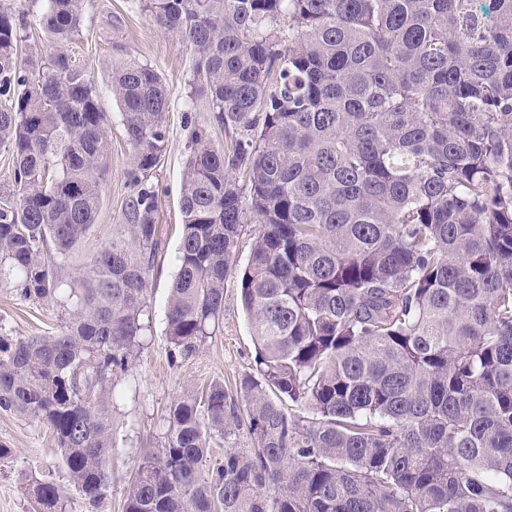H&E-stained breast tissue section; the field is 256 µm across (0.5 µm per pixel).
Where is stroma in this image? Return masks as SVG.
Here are the masks:
<instances>
[{
    "mask_svg": "<svg viewBox=\"0 0 512 512\" xmlns=\"http://www.w3.org/2000/svg\"><path fill=\"white\" fill-rule=\"evenodd\" d=\"M68 50L76 66L95 82L100 106L112 124V157L96 219L97 237L111 232L130 192L127 173L133 155L120 109L108 87L110 67L126 59L150 65L163 76L170 91L167 141L152 176L158 190L164 247L149 281L143 347L117 385L112 495L100 510L122 512L125 482L143 450L160 444L171 402L210 381L223 382L226 390H234L240 376L253 371L256 350L240 302L239 281L231 275L224 281V314L212 336L191 359L175 364L170 357L166 312L180 239L179 198L190 134L193 128L205 127L215 144L230 140L223 128L213 124L205 94L190 88L193 55L189 45L162 32L133 0H85L82 24ZM62 319L59 307L23 301L13 289L0 287V326L9 336L26 338L51 332ZM0 444L11 450L10 456L0 460V512H30L23 489L28 473L49 472L57 482H64L53 436L39 421L0 412Z\"/></svg>",
    "mask_w": 512,
    "mask_h": 512,
    "instance_id": "obj_1",
    "label": "stroma"
}]
</instances>
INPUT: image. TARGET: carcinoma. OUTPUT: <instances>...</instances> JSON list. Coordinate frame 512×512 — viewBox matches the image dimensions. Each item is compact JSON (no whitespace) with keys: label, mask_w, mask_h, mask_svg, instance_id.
Instances as JSON below:
<instances>
[{"label":"carcinoma","mask_w":512,"mask_h":512,"mask_svg":"<svg viewBox=\"0 0 512 512\" xmlns=\"http://www.w3.org/2000/svg\"><path fill=\"white\" fill-rule=\"evenodd\" d=\"M475 2L139 0L190 46L192 89L234 132H191L171 359L212 334L231 272L257 353L241 403L214 381L170 405L123 512H512V0H491L488 23ZM83 3L43 0L52 45L25 58L0 5V149L20 188L0 200V285L66 315L48 335L0 333V410L47 426L99 512L163 243L151 176L169 90L146 64L112 66L133 193L90 252L111 139L68 53ZM239 174L260 223L242 268ZM241 406L249 448L231 442ZM25 492L32 512H66L50 475Z\"/></svg>","instance_id":"1"}]
</instances>
